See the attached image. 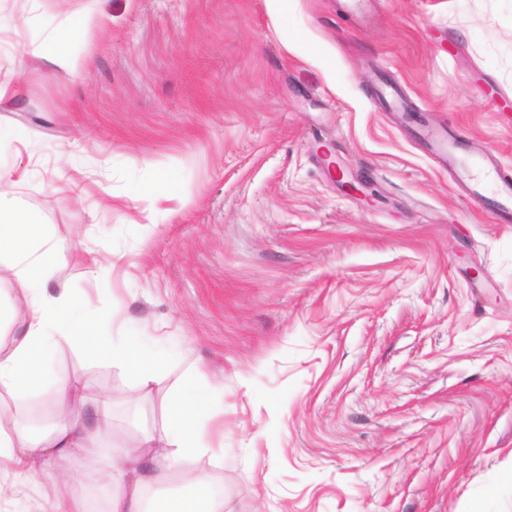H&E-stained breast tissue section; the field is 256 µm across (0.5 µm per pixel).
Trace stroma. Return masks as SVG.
<instances>
[{"mask_svg": "<svg viewBox=\"0 0 512 512\" xmlns=\"http://www.w3.org/2000/svg\"><path fill=\"white\" fill-rule=\"evenodd\" d=\"M367 2L0 0V127L29 133L0 171L64 256L49 294L206 375L224 450L182 468L223 479L224 512H512V224L419 135L512 174V0ZM89 3L72 71L47 45ZM56 367L120 389L116 448L163 432L181 375ZM0 484V512H44Z\"/></svg>", "mask_w": 512, "mask_h": 512, "instance_id": "35a3bbf8", "label": "stroma"}]
</instances>
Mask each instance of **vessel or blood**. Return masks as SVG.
Wrapping results in <instances>:
<instances>
[{
	"mask_svg": "<svg viewBox=\"0 0 512 512\" xmlns=\"http://www.w3.org/2000/svg\"><path fill=\"white\" fill-rule=\"evenodd\" d=\"M421 136L430 151L448 160L472 195L491 201L498 223H512V178L498 173L481 155L466 152L457 137L441 128L425 127Z\"/></svg>",
	"mask_w": 512,
	"mask_h": 512,
	"instance_id": "obj_1",
	"label": "vessel or blood"
}]
</instances>
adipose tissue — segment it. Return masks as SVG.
Instances as JSON below:
<instances>
[{
  "label": "adipose tissue",
  "instance_id": "obj_1",
  "mask_svg": "<svg viewBox=\"0 0 512 512\" xmlns=\"http://www.w3.org/2000/svg\"><path fill=\"white\" fill-rule=\"evenodd\" d=\"M10 180L0 172V270L14 284L7 316L20 319L21 327L12 336L0 333V409L9 400L27 399L29 421L0 420V471L28 479L44 476L41 495L49 512H87L73 478L65 473L50 477L46 470L61 461L108 457L106 512H224L223 485L203 477L189 498L153 502L145 495L165 469L210 449V387L198 368L186 369L174 389L163 436L144 434L134 455L110 446L111 398L90 396L79 372H57L56 355L67 345L93 362L122 369L142 390L180 365L182 356L173 345L134 326L113 335L111 323L98 319L86 304L64 293L48 295L45 275L61 255L44 225L29 217L16 222L20 204L3 189ZM43 387L51 388L59 401L46 430L35 425L43 407L32 398Z\"/></svg>",
  "mask_w": 512,
  "mask_h": 512
}]
</instances>
